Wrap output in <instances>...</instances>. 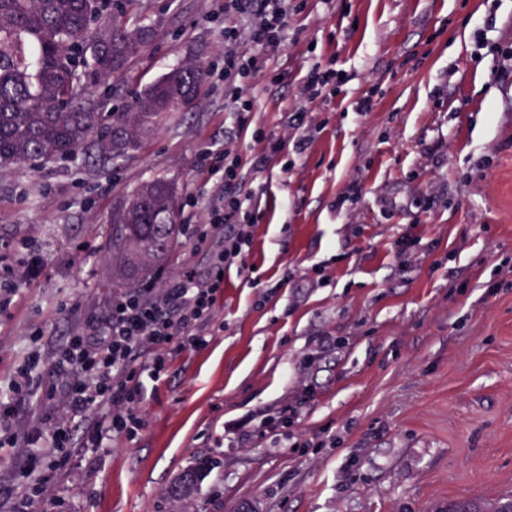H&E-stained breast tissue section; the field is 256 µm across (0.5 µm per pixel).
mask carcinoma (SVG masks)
Returning a JSON list of instances; mask_svg holds the SVG:
<instances>
[{"mask_svg": "<svg viewBox=\"0 0 512 512\" xmlns=\"http://www.w3.org/2000/svg\"><path fill=\"white\" fill-rule=\"evenodd\" d=\"M0 0V166L64 159L85 145L102 162L136 152L144 136L202 91L207 71L185 61L136 94L119 112L112 92L157 28L125 23L131 0ZM177 195L156 180L112 210V286L148 276L178 233ZM205 466L184 473L175 498L196 489Z\"/></svg>", "mask_w": 512, "mask_h": 512, "instance_id": "cac0c4a2", "label": "carcinoma"}]
</instances>
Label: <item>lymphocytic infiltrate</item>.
Returning <instances> with one entry per match:
<instances>
[{"instance_id": "obj_1", "label": "lymphocytic infiltrate", "mask_w": 512, "mask_h": 512, "mask_svg": "<svg viewBox=\"0 0 512 512\" xmlns=\"http://www.w3.org/2000/svg\"><path fill=\"white\" fill-rule=\"evenodd\" d=\"M243 2L252 17L247 31L234 26L224 29V78L241 84L257 69L258 59L240 54L238 44L279 45L288 29L286 0ZM242 166L238 152L225 150L223 195L213 201L202 223L183 227L189 240H216L219 261L240 271L248 267L252 228L258 221L255 206L236 191ZM222 295V281L199 280L189 269L167 287L137 288L113 297L101 325L71 336L56 363L63 384L54 395V405L18 437L12 432L16 405L38 398L45 365L38 353L25 360L6 398L0 400V441L40 458L74 444L96 451L108 437L133 434L139 425L136 411L144 400L145 379H158L172 343L205 345L201 326L212 318ZM79 425L84 431L81 437H73Z\"/></svg>"}]
</instances>
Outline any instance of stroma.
<instances>
[{
  "label": "stroma",
  "instance_id": "obj_1",
  "mask_svg": "<svg viewBox=\"0 0 512 512\" xmlns=\"http://www.w3.org/2000/svg\"><path fill=\"white\" fill-rule=\"evenodd\" d=\"M130 13L159 36L119 78L122 100L187 58L208 83L131 156L0 168V282L29 251L44 260L21 290H0V395L31 353L50 361L105 318L113 206L163 179L180 223L201 221L224 190L203 157L232 148L249 161L260 131L285 145L241 174L261 214L253 270L225 272L204 347H170L137 433L34 461L0 447V512L36 472L50 478V512H444L512 496V286L487 292L512 260V0H288V39L259 51L243 135L224 29L248 16L228 0H134ZM318 59L348 80L310 101ZM372 88L373 112H355ZM404 236L415 244L402 267ZM211 252L181 240L152 286L188 268L215 275ZM305 388L296 428L320 447L258 434L230 446L233 427H258ZM202 461L197 491L172 498Z\"/></svg>",
  "mask_w": 512,
  "mask_h": 512
}]
</instances>
